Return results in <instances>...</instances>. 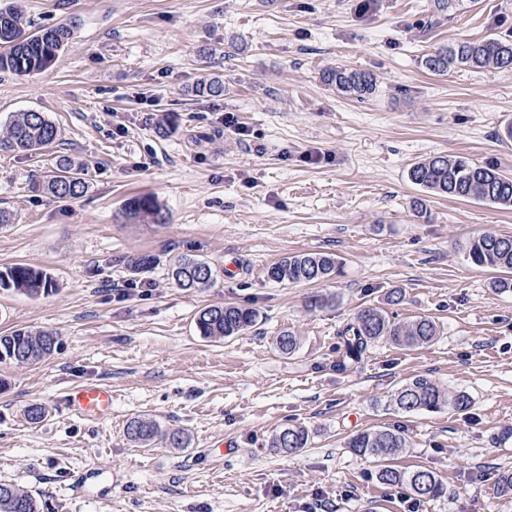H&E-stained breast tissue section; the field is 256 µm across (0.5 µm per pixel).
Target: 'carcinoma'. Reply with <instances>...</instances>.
I'll return each mask as SVG.
<instances>
[{"label":"carcinoma","instance_id":"carcinoma-1","mask_svg":"<svg viewBox=\"0 0 512 512\" xmlns=\"http://www.w3.org/2000/svg\"><path fill=\"white\" fill-rule=\"evenodd\" d=\"M73 35V25L61 24L50 29L32 32L22 10L21 0L0 7V71L15 75H30L45 68L65 49ZM421 65L428 71L446 75L451 68L512 69V36L490 35L476 41H464L453 46H440L426 54ZM336 90L359 100L374 94L376 84L367 72L338 67L325 76ZM195 93L207 96L224 94V81L214 77L196 84ZM58 139L57 126L37 111L14 112L8 117V136L5 148L29 153L50 147ZM409 180L434 194L457 199L512 207V176L502 174L494 166L471 164L462 156L435 155L417 161L408 170ZM57 199H75L87 188L81 170L65 158L33 183ZM121 215L127 224H164L166 215L157 198L140 194L123 203ZM467 259L473 264L497 273L490 285L498 293H512V236L484 231L470 237L463 246ZM208 262L192 257L178 259L172 268V278L185 289L206 288L213 280V270L202 273ZM339 267L331 253L309 252L287 256L267 269L269 279L284 284L317 283L330 279ZM54 280L48 272L29 264H14L0 269V288L14 290L29 297H39L52 291ZM255 309L235 305H211L196 317L200 336L208 339H229L240 336L256 325ZM439 336V326L430 316L398 320L378 307L361 308L341 333L344 351L336 358V371L346 373L357 367L380 341L403 349L424 348ZM59 336L52 331L17 329L0 336V363L36 362L55 351ZM276 348L293 353L298 338L288 331L275 339ZM390 405L406 413L435 412L447 406L458 412L472 407V398L465 391H446L432 379L420 374L412 376L393 394ZM128 438L139 447H148L163 436L173 448L186 447L185 433L180 428L162 431L151 417L132 419L126 428ZM309 430L301 424H287L270 438V447L284 455H293L307 447ZM347 447L358 456L378 463L377 478L385 486H405L418 500H433L444 492L436 473L425 467L400 469L392 463L394 456L408 447L400 429L380 427L352 435ZM0 512H42L39 501L24 489L0 482Z\"/></svg>","mask_w":512,"mask_h":512}]
</instances>
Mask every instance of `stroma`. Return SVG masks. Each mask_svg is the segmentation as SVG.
Instances as JSON below:
<instances>
[{"label":"stroma","mask_w":512,"mask_h":512,"mask_svg":"<svg viewBox=\"0 0 512 512\" xmlns=\"http://www.w3.org/2000/svg\"><path fill=\"white\" fill-rule=\"evenodd\" d=\"M24 5L33 30L70 22L74 32L42 71L0 73V139L12 112L45 113L61 130L48 152L0 150V209L12 215L0 224V269L29 264L56 286L38 298L0 289V336L50 330L60 344L41 361L0 364V481L31 491L43 512H311L318 498L331 512H512L494 489L512 470V452L499 450L500 424L512 422V295L460 248L486 230L512 235V209L427 194L407 176L442 154L512 175V69L435 76L420 64L437 45L512 34V0L444 14L433 0ZM338 66L373 74L374 94L326 85ZM207 74L223 95L195 94ZM62 156L86 170V192L32 190ZM142 192L167 223L119 221ZM321 251L341 263L332 279L268 280L282 257ZM140 255L155 269L133 273ZM184 255L210 263L208 287L174 283ZM394 288L405 298L391 307ZM315 295L330 305L309 308ZM221 303L254 308L257 325L202 338L195 316ZM364 306L433 317L440 336L416 350L376 343L338 373L341 333ZM285 330L299 339L289 355L273 344ZM418 374L466 391L471 410L394 411L392 393ZM86 383L111 388V417L70 411L69 391ZM36 403L45 417L32 423ZM138 415L184 429L188 446L135 447L126 427ZM287 423L310 432L288 457L269 446ZM381 426L410 441L396 465L434 471L443 496L385 487L375 463L346 448Z\"/></svg>","instance_id":"stroma-1"}]
</instances>
